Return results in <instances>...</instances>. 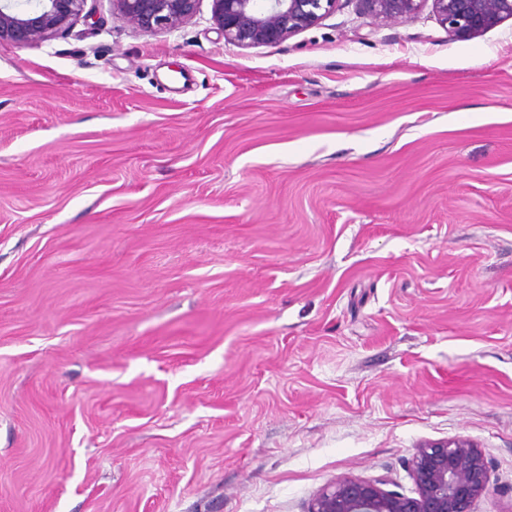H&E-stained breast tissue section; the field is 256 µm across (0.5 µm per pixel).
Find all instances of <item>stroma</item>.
Returning a JSON list of instances; mask_svg holds the SVG:
<instances>
[{"mask_svg":"<svg viewBox=\"0 0 512 512\" xmlns=\"http://www.w3.org/2000/svg\"><path fill=\"white\" fill-rule=\"evenodd\" d=\"M457 437L512 512V18L0 43V512H308Z\"/></svg>","mask_w":512,"mask_h":512,"instance_id":"stroma-1","label":"stroma"}]
</instances>
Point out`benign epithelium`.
<instances>
[{
    "instance_id": "obj_1",
    "label": "benign epithelium",
    "mask_w": 512,
    "mask_h": 512,
    "mask_svg": "<svg viewBox=\"0 0 512 512\" xmlns=\"http://www.w3.org/2000/svg\"><path fill=\"white\" fill-rule=\"evenodd\" d=\"M432 2L436 20L466 41L512 18V0H362L371 18L390 24ZM87 0L0 3V41L18 46L70 30ZM200 0H112L117 15L145 32L171 30L191 19ZM339 0H211L212 19L224 43L238 47L280 44L334 13ZM416 495L383 488L384 479L338 477L319 491L309 512H473L490 472L478 447L464 438L418 448L411 463Z\"/></svg>"
}]
</instances>
